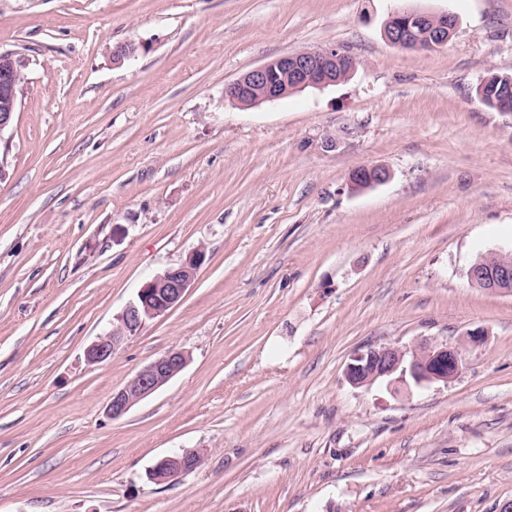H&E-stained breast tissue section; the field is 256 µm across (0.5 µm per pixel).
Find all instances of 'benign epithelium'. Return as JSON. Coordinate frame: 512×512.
<instances>
[{
    "label": "benign epithelium",
    "instance_id": "benign-epithelium-1",
    "mask_svg": "<svg viewBox=\"0 0 512 512\" xmlns=\"http://www.w3.org/2000/svg\"><path fill=\"white\" fill-rule=\"evenodd\" d=\"M407 16L414 23L425 22L436 28L434 38L424 42L409 39L396 31H384L386 40L394 47L408 51H433L448 45L457 21L451 12L438 15L415 10L398 9L391 17ZM355 59L340 46H326L317 50L286 53L256 66L235 81L224 86V97L240 106H256L275 101L285 95L283 81L293 90L336 84L344 80L340 73L351 74ZM15 64L10 54L0 53V132L10 127L17 110L18 95L14 83ZM389 171L382 166H360L351 171L348 187L353 192L386 183ZM205 260V252L198 248L188 261L171 267L148 279L138 290L135 300L128 303L112 329L97 338L85 351L86 362L100 365L112 359L122 344L139 334L146 322L175 308L195 280L197 270ZM471 282L502 293H512V263L501 262L490 267L478 260L468 272ZM188 355L171 350L141 369L123 388L112 393L108 413L112 418L124 416L133 406L149 397L177 376L187 365ZM467 365V349L447 343H421L414 347L395 344L368 345L355 352L345 368V379L354 388L369 387L377 382L414 384L427 387L434 383L458 377ZM202 456L196 452L165 456L149 470L148 477L156 483H165L163 472L173 467L185 475L197 469Z\"/></svg>",
    "mask_w": 512,
    "mask_h": 512
}]
</instances>
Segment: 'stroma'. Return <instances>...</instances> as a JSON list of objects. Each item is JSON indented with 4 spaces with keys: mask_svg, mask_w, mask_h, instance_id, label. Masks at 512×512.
<instances>
[{
    "mask_svg": "<svg viewBox=\"0 0 512 512\" xmlns=\"http://www.w3.org/2000/svg\"><path fill=\"white\" fill-rule=\"evenodd\" d=\"M453 12L446 47L393 10ZM138 45L113 63L114 44ZM338 45L344 82L257 106L225 84ZM25 65L0 134V512H499L512 500V0H0ZM388 182L349 192L350 172ZM206 257L110 361L84 351L143 283ZM486 341L449 383L354 388L371 344ZM187 366L124 417L113 392ZM195 471L148 480L161 457ZM483 91L488 107L499 112H512V75L490 74ZM510 85V86H509ZM512 248L509 253H499L503 261L497 267H490L485 263L484 258L478 260L468 272L471 282H480L485 288L502 293H512V262H506L504 258L511 257ZM511 287V288H510ZM188 355L169 351L141 369L123 388L112 394L108 413L113 419L124 416L133 406L149 397L177 376L187 365ZM202 463V456L197 452H184L181 455L165 456L159 459L149 470L148 477L156 483H165L169 477H162L169 467H175L176 474L185 475L197 469Z\"/></svg>",
    "mask_w": 512,
    "mask_h": 512,
    "instance_id": "35a3bbf8",
    "label": "stroma"
}]
</instances>
